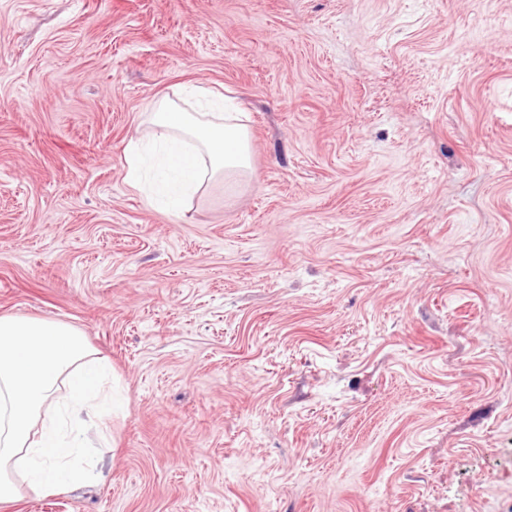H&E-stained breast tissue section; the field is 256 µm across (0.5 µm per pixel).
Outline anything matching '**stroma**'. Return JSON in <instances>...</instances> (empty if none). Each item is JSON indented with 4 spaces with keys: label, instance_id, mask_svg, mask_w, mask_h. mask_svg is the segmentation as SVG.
<instances>
[{
    "label": "stroma",
    "instance_id": "35a3bbf8",
    "mask_svg": "<svg viewBox=\"0 0 512 512\" xmlns=\"http://www.w3.org/2000/svg\"><path fill=\"white\" fill-rule=\"evenodd\" d=\"M185 83L254 175L174 216L125 170ZM0 315L115 406L0 512H512V0H0Z\"/></svg>",
    "mask_w": 512,
    "mask_h": 512
}]
</instances>
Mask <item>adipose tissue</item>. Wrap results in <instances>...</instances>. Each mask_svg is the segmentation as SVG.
Returning <instances> with one entry per match:
<instances>
[{
    "label": "adipose tissue",
    "mask_w": 512,
    "mask_h": 512,
    "mask_svg": "<svg viewBox=\"0 0 512 512\" xmlns=\"http://www.w3.org/2000/svg\"><path fill=\"white\" fill-rule=\"evenodd\" d=\"M185 93L195 111L164 97L151 116V150L163 174L158 195L170 214L204 184L220 180L233 188L252 174L246 114L204 86ZM105 372L104 360L76 327L0 315V503L25 487L53 493L92 477L79 464L82 432L112 411L99 399Z\"/></svg>",
    "instance_id": "adipose-tissue-1"
}]
</instances>
